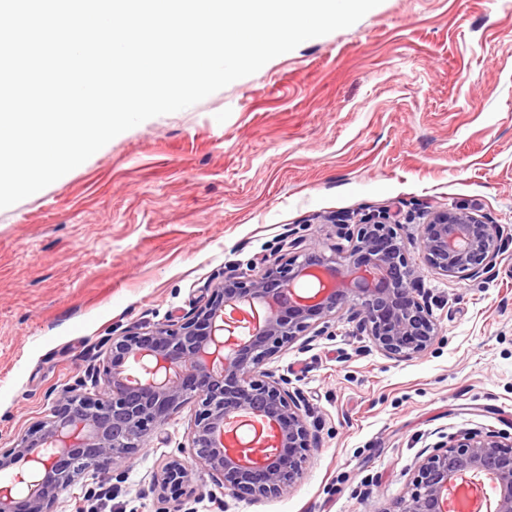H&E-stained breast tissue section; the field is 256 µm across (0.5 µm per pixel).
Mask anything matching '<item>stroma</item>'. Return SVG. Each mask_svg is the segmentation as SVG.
I'll list each match as a JSON object with an SVG mask.
<instances>
[{"mask_svg": "<svg viewBox=\"0 0 512 512\" xmlns=\"http://www.w3.org/2000/svg\"><path fill=\"white\" fill-rule=\"evenodd\" d=\"M453 207L498 230L487 278L422 260L426 211ZM383 208L439 336L398 360L342 320L267 361L315 443L288 495H227L180 454L191 399L123 479L81 478L56 512H387L438 434L512 436V0H382L0 209V448L48 417L106 338L192 311L225 268L290 257L292 239L348 248L326 216ZM176 457L192 479L163 501L153 477Z\"/></svg>", "mask_w": 512, "mask_h": 512, "instance_id": "obj_1", "label": "stroma"}]
</instances>
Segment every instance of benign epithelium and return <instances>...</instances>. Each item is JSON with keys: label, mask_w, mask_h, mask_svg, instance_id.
Masks as SVG:
<instances>
[{"label": "benign epithelium", "mask_w": 512, "mask_h": 512, "mask_svg": "<svg viewBox=\"0 0 512 512\" xmlns=\"http://www.w3.org/2000/svg\"><path fill=\"white\" fill-rule=\"evenodd\" d=\"M351 245L326 254L318 241H292L285 266L263 261L257 273L230 270L207 288L192 312L106 340L102 367L90 382L61 390L36 431L0 448V512H55L61 493L88 471L123 478L145 437L161 430L189 399L197 402L180 452L210 472L224 492L260 500L282 497L303 474L311 448L302 398L268 359L307 332L322 336L344 320L390 358H412L438 338L432 308L388 211L354 225L333 218ZM419 247L443 276L478 279L497 264L501 244L474 212L431 210ZM315 291L299 295L301 281ZM245 324L237 336L229 327ZM97 388L85 391L87 384ZM247 426L253 438L238 434ZM481 494L477 478L492 475L498 495L489 512H512V437L462 430L424 449L394 509L443 512L448 480ZM191 479L179 460L165 463L154 486L178 493Z\"/></svg>", "instance_id": "obj_1"}]
</instances>
